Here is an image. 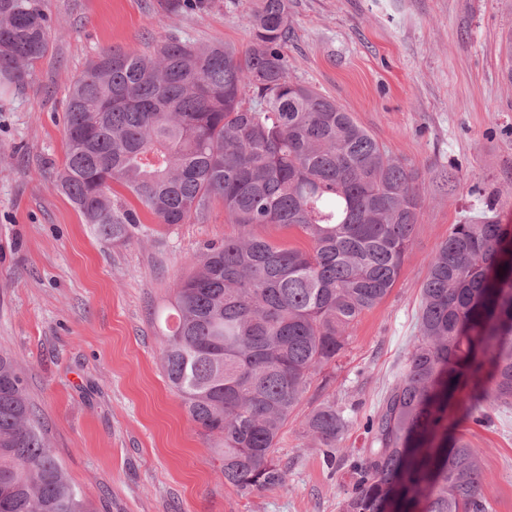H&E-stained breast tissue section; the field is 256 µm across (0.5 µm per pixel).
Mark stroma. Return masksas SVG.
<instances>
[{
	"mask_svg": "<svg viewBox=\"0 0 512 512\" xmlns=\"http://www.w3.org/2000/svg\"><path fill=\"white\" fill-rule=\"evenodd\" d=\"M54 31L24 88L0 84V351L23 372L51 448L94 512H342L364 428L417 334L428 262L452 225L493 203L512 224V0H292L283 51L294 80L336 99L423 179L418 227L390 294L354 327L329 389L313 379L283 428L273 490L225 486L209 439L162 367L173 284L236 226L142 214L102 240L54 182L73 80L104 48L152 54L175 37L243 46L258 0L169 12L166 0H44ZM459 179L456 191L443 184ZM354 409L335 465L302 436L326 396ZM458 429L481 457L492 512H512V409Z\"/></svg>",
	"mask_w": 512,
	"mask_h": 512,
	"instance_id": "stroma-1",
	"label": "stroma"
}]
</instances>
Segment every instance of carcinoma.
Returning <instances> with one entry per match:
<instances>
[{"mask_svg":"<svg viewBox=\"0 0 512 512\" xmlns=\"http://www.w3.org/2000/svg\"><path fill=\"white\" fill-rule=\"evenodd\" d=\"M211 0H173L204 11ZM290 0H259L249 40L200 47L166 39L146 56L102 50L74 80L56 187L114 243L141 223L112 200L125 187L161 224L224 202L237 230L204 246L175 282L163 368L189 418L215 441L224 484L286 481L282 427L312 379L345 349L361 316L399 279L415 236L419 174L338 104L292 79L283 52ZM42 0H0V77L23 87L46 56ZM297 231L308 247L259 229ZM418 336L349 465L345 512H489L481 460L461 435L512 408V226L455 224L421 288ZM351 420L331 394L302 423L327 448ZM0 512H93L37 420L17 360L0 352Z\"/></svg>","mask_w":512,"mask_h":512,"instance_id":"obj_1","label":"carcinoma"}]
</instances>
